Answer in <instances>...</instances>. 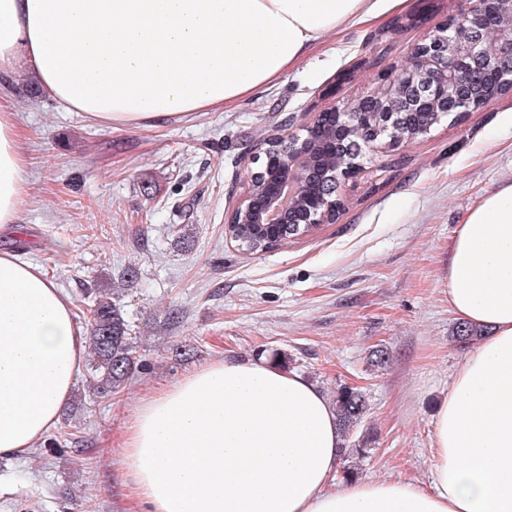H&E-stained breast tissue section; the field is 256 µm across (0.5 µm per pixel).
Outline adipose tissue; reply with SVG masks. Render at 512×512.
I'll use <instances>...</instances> for the list:
<instances>
[{
  "mask_svg": "<svg viewBox=\"0 0 512 512\" xmlns=\"http://www.w3.org/2000/svg\"><path fill=\"white\" fill-rule=\"evenodd\" d=\"M376 0H0V76L22 75L112 128L222 111L296 68ZM26 185L22 133L0 103V226ZM448 304L489 328L433 422L429 487L331 483L336 413L303 376L224 359L146 400L118 446L145 512H512V182L470 209L450 246ZM88 348L69 298L0 253V457L57 423Z\"/></svg>",
  "mask_w": 512,
  "mask_h": 512,
  "instance_id": "adipose-tissue-1",
  "label": "adipose tissue"
}]
</instances>
